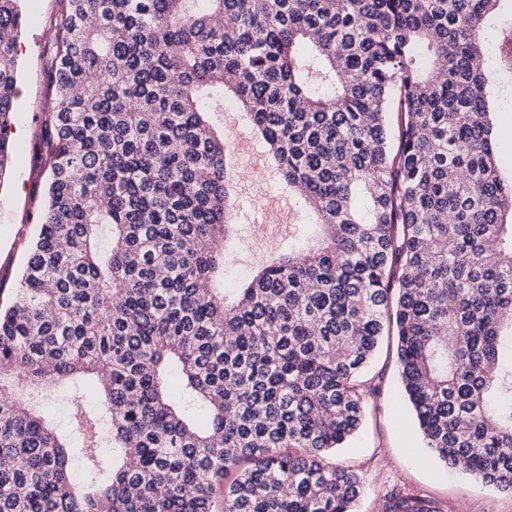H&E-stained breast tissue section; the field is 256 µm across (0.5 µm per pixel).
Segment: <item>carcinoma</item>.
I'll return each mask as SVG.
<instances>
[{"mask_svg": "<svg viewBox=\"0 0 512 512\" xmlns=\"http://www.w3.org/2000/svg\"><path fill=\"white\" fill-rule=\"evenodd\" d=\"M20 0H0V131ZM502 0H59L39 232L0 308V512H353L390 330L427 446L512 492ZM230 92L323 238L224 292ZM82 391L65 436L39 389ZM491 108L494 151L499 156L502 175L510 179L512 178V85L497 84L493 88Z\"/></svg>", "mask_w": 512, "mask_h": 512, "instance_id": "carcinoma-1", "label": "carcinoma"}]
</instances>
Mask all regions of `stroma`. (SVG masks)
<instances>
[{
  "label": "stroma",
  "instance_id": "1",
  "mask_svg": "<svg viewBox=\"0 0 512 512\" xmlns=\"http://www.w3.org/2000/svg\"><path fill=\"white\" fill-rule=\"evenodd\" d=\"M25 26L17 47L20 65L17 109L9 131L12 146L11 171L0 184V306L10 299L24 264L29 241L39 222L47 164L39 147L38 133L43 112L52 107L44 75L48 32L58 0H22ZM491 108L493 145L500 170L512 178V85L493 89ZM213 121L223 127L226 143L241 138L251 148L238 157L239 167L265 171L263 189L292 208L294 222L279 237L276 248L313 235L314 215L296 200L270 163L264 142L251 129L247 118L232 100H225ZM252 190L236 195V231L225 247L224 285L238 287L261 268L268 255L256 242L260 217ZM365 380L377 385L366 406L359 431L337 449L338 464L349 467L363 479L364 491L357 512H387L394 499L409 498L427 512H512V494L481 483L462 470L448 468L427 448L402 394L393 339H383L370 363Z\"/></svg>",
  "mask_w": 512,
  "mask_h": 512
}]
</instances>
